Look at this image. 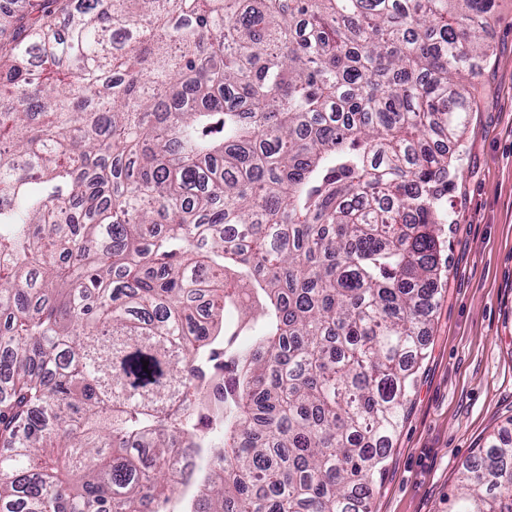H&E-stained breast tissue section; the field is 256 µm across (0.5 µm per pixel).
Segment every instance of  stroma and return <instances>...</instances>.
<instances>
[{
    "instance_id": "obj_1",
    "label": "stroma",
    "mask_w": 512,
    "mask_h": 512,
    "mask_svg": "<svg viewBox=\"0 0 512 512\" xmlns=\"http://www.w3.org/2000/svg\"><path fill=\"white\" fill-rule=\"evenodd\" d=\"M495 14L448 191V283L372 512H448L462 464L512 432V0Z\"/></svg>"
}]
</instances>
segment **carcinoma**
<instances>
[{
    "instance_id": "obj_1",
    "label": "carcinoma",
    "mask_w": 512,
    "mask_h": 512,
    "mask_svg": "<svg viewBox=\"0 0 512 512\" xmlns=\"http://www.w3.org/2000/svg\"><path fill=\"white\" fill-rule=\"evenodd\" d=\"M494 15H5L0 512H371L444 286L452 158ZM459 483L451 512H512V438Z\"/></svg>"
}]
</instances>
